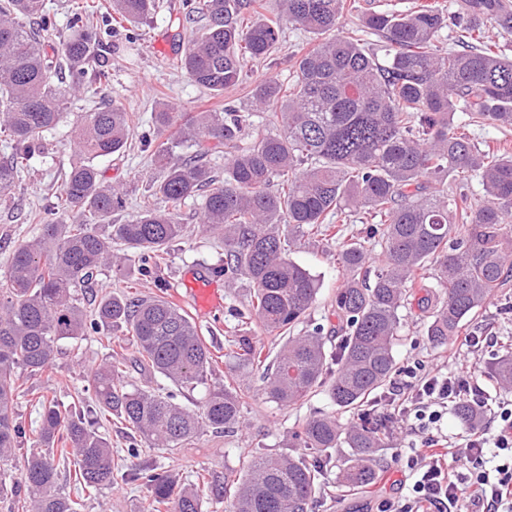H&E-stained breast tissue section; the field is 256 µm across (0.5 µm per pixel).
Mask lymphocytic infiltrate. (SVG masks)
Instances as JSON below:
<instances>
[{"mask_svg": "<svg viewBox=\"0 0 512 512\" xmlns=\"http://www.w3.org/2000/svg\"><path fill=\"white\" fill-rule=\"evenodd\" d=\"M491 420L468 430L467 458L449 455L440 422L462 396ZM390 406L398 416L412 417L426 435L409 469L412 485L400 504L384 512H512V403L492 405L467 375L426 376L418 382L393 383Z\"/></svg>", "mask_w": 512, "mask_h": 512, "instance_id": "f902f5d3", "label": "lymphocytic infiltrate"}]
</instances>
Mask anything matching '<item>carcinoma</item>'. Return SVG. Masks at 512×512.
Returning <instances> with one entry per match:
<instances>
[{
	"label": "carcinoma",
	"mask_w": 512,
	"mask_h": 512,
	"mask_svg": "<svg viewBox=\"0 0 512 512\" xmlns=\"http://www.w3.org/2000/svg\"><path fill=\"white\" fill-rule=\"evenodd\" d=\"M188 14L204 20L202 33L181 57V68L215 95L243 85L247 62L269 55L288 21L313 35V45L292 57L288 83L264 80L249 90L268 110L273 130H259L240 147L251 117L232 110L200 112L188 119L164 109L155 129L142 136L155 165L166 170L152 196L122 224L123 190L104 181L100 158L120 153L132 119L106 104L81 115L79 159L63 181L64 208L75 223L57 219L56 207L26 214L39 234L12 253L0 288V500L10 512H80L79 500L112 485V444L100 431L115 415L142 448H179L206 432L233 433L243 426L245 404L237 376L207 391L198 409L180 391L207 381L215 362L191 317L160 295H104L90 310L78 290L106 267L137 265L143 279L164 284L159 272L167 247L187 225L177 207L203 195V221L224 242V264L213 268L228 282L244 278L249 300L233 311L229 349L237 366L262 371L267 398L281 407L304 404L322 388L336 410L312 416L290 435L297 454H264L237 476L196 473L190 483L156 469L130 473L149 490L154 512H203L206 500L226 498L232 512H310L327 482L336 449L346 447L336 472V491L371 485L376 453L388 425L375 408L398 375L396 341L402 311L415 304L426 313L425 336L443 346L478 319L495 293L512 280V148L480 147L475 132L512 127V57L492 49L471 18L512 30L503 0H465L444 13L423 5L405 13L374 11L361 33L340 31L347 0H282L281 13L243 25L257 0H185ZM111 12L136 25L156 0H110ZM103 12L84 0L71 14L69 35L59 41L45 0H0V134L11 154L0 160V197L11 194L30 161L48 153L46 132L69 108L72 95L97 90L112 73L92 64L112 37ZM453 26L481 43L455 49L439 43ZM385 42L378 61L366 36ZM184 158L174 160L175 149ZM225 156L224 178L213 179L208 158ZM481 179V202L461 186ZM360 211L364 235L348 236L330 219ZM336 243L342 284L336 290V349L326 347L324 326L310 315L318 282L290 255L304 238ZM380 247V266L369 275V247ZM431 275L442 288H426ZM306 327L297 334L292 329ZM122 330L135 348V365L168 387L125 385L123 363L107 359L87 376L91 399L64 406L32 391L39 408L36 439L14 413L19 388L53 369L65 340H112ZM283 336L275 357L253 333ZM331 375V381L325 375ZM490 375L512 391V351L495 357ZM457 415L468 427L483 415L467 401ZM44 452L28 456L19 473L12 460L25 443ZM75 470V496L59 487L56 459Z\"/></svg>",
	"instance_id": "carcinoma-1"
}]
</instances>
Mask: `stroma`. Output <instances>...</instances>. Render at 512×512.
Returning a JSON list of instances; mask_svg holds the SVG:
<instances>
[{
  "mask_svg": "<svg viewBox=\"0 0 512 512\" xmlns=\"http://www.w3.org/2000/svg\"><path fill=\"white\" fill-rule=\"evenodd\" d=\"M183 13V0H157V8L135 31H128L121 20H113L114 32L105 46L99 62L111 69L112 83L92 97H76L67 114L46 135L49 152L34 158L21 174L11 199L0 200V276L7 270L14 247L28 242L37 232L36 225L24 220L28 211L56 200L60 195L64 173L77 155L76 125L80 116L109 101L133 114L130 150L122 156L99 159L97 165L112 185L123 188L125 206L112 215L113 223L125 222L136 214L141 201L151 194V187L163 172L151 162L149 152L141 149L139 141L148 130L154 112L170 107L178 112L197 113L215 105L231 107L241 112L252 109V99L247 92L249 85L272 78L281 82L289 78L288 60L299 49L311 42L307 32L292 24H284L279 42L271 55L263 60L248 62L244 68L243 86L218 97L195 84L175 62L185 51L186 42L196 36L200 25L186 24L182 41L172 39L170 29L173 18ZM180 218L188 227L185 235L169 247L168 263L161 272L165 283L164 296L180 301L188 314H195V307L184 301L186 282L191 273H210L212 267L224 258V248L216 236L203 232L201 203L187 201L181 207ZM294 260L315 275L319 281L317 302L311 311L314 322L323 324L325 330L336 325L333 314L336 290L342 282V271L336 262V248L319 237L306 239ZM246 280H238L234 287L224 288V307L216 311L207 325L198 332L211 350L224 353L225 358L213 367L207 385L188 391L190 401H201L208 385L224 383L233 363L228 356V340L235 324L229 308L247 299ZM512 297V287L505 295L496 296L484 311L480 323L486 334L496 337L494 348L470 349L456 344L432 346L424 335L423 317L415 309L404 310L403 326L395 346L399 366L419 365L426 371L452 372L461 368L471 369L475 382L492 398L507 401L512 394L496 388L488 379L485 368L495 354L512 347V311L504 312L505 297ZM110 354L107 343L92 338L76 339L63 343L51 376L38 378L48 396L68 404L86 394L84 377ZM248 393L245 400V424L231 435L206 433L199 440L171 450L144 449L141 454L147 466L174 475L188 477L201 468L217 475L241 471L250 461L264 453H284L288 450L291 433L310 416L332 411L333 405L326 392H318L303 405L281 408L267 400L259 375L244 379ZM112 442V458L120 477L112 487L85 498L80 512H149L150 494L144 484L123 478L122 473L131 466L125 454L128 431L119 422L111 420L105 425ZM422 437L403 423H396L393 435L380 453L377 479L366 492L361 493L357 512H378L382 502L401 500L405 492L399 481L407 473V462Z\"/></svg>",
  "mask_w": 512,
  "mask_h": 512,
  "instance_id": "stroma-1",
  "label": "stroma"
}]
</instances>
